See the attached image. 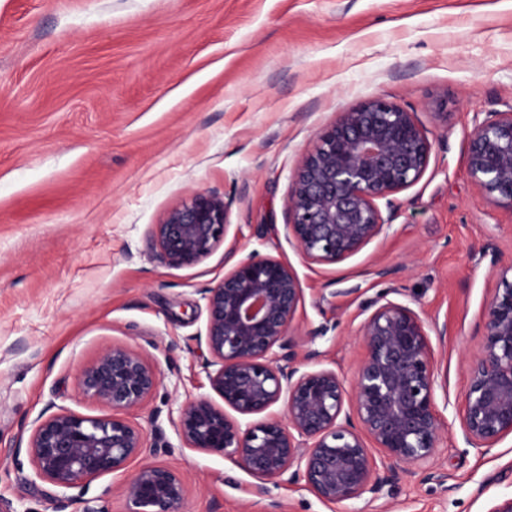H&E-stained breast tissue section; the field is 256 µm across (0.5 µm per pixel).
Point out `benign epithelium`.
I'll list each match as a JSON object with an SVG mask.
<instances>
[{"label":"benign epithelium","mask_w":512,"mask_h":512,"mask_svg":"<svg viewBox=\"0 0 512 512\" xmlns=\"http://www.w3.org/2000/svg\"><path fill=\"white\" fill-rule=\"evenodd\" d=\"M433 144L415 113L380 96L338 114L292 175L288 241L319 264L339 263L390 226L381 205L416 184ZM471 179L512 211V111L475 127L468 146ZM224 198L198 192L153 226L149 244L167 264H198L226 238ZM491 252L497 287L486 303L482 341L471 358L460 425L465 444L485 451L512 435V257ZM302 288L288 264L272 257L238 260L208 289L205 363L208 397L184 404L177 430L186 447L220 454L258 480L304 483L328 503L382 492L367 442L395 465L428 461L441 440L437 394L448 396L430 336L448 326L428 322L408 303L379 295L359 331L363 356L351 386L335 370H301L319 358L300 350L289 327ZM160 377L137 352L114 345L81 369L78 387L112 408L88 417L59 408L34 423L28 452L33 476L58 489L59 508L82 500L86 484L126 469L146 451L141 426L125 418L156 391ZM284 417L267 415L278 402ZM261 416L247 426L229 414ZM127 512H181L185 488L172 469L143 463L125 487Z\"/></svg>","instance_id":"benign-epithelium-1"}]
</instances>
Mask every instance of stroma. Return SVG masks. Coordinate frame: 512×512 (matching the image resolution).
<instances>
[{"mask_svg":"<svg viewBox=\"0 0 512 512\" xmlns=\"http://www.w3.org/2000/svg\"><path fill=\"white\" fill-rule=\"evenodd\" d=\"M381 96L416 113L429 166L397 194L386 233L318 264L289 243L291 177L337 113ZM512 110V0H0V512H52L28 483L34 421L48 404L87 416L79 370L128 347L161 377L131 414L175 470L185 512H488L512 495V437L480 455L460 428L468 362L497 278L484 243L512 253V212L467 169L475 126ZM197 192L227 204L226 239L192 267L162 261L154 224ZM274 257L303 294L290 333L352 382L364 307L387 288L424 318L448 377L433 461L401 466L376 501L328 504L185 447L176 422L212 396L206 293L227 252ZM93 480L83 502L126 512L137 470Z\"/></svg>","mask_w":512,"mask_h":512,"instance_id":"stroma-1","label":"stroma"}]
</instances>
